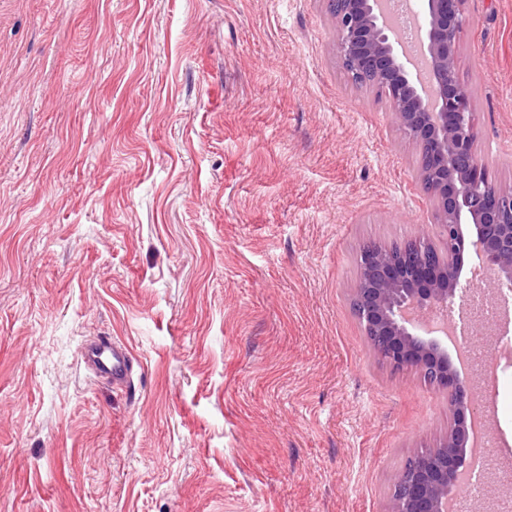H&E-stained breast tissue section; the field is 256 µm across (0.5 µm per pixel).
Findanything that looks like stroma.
Here are the masks:
<instances>
[{"instance_id": "obj_1", "label": "stroma", "mask_w": 512, "mask_h": 512, "mask_svg": "<svg viewBox=\"0 0 512 512\" xmlns=\"http://www.w3.org/2000/svg\"><path fill=\"white\" fill-rule=\"evenodd\" d=\"M463 8L512 190V0ZM417 168L325 0H0V512H389L453 422L350 307L364 244L438 237ZM105 335L131 389L80 358Z\"/></svg>"}]
</instances>
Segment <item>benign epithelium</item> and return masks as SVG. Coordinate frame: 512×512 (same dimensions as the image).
Returning <instances> with one entry per match:
<instances>
[{"label": "benign epithelium", "mask_w": 512, "mask_h": 512, "mask_svg": "<svg viewBox=\"0 0 512 512\" xmlns=\"http://www.w3.org/2000/svg\"><path fill=\"white\" fill-rule=\"evenodd\" d=\"M464 0H427L420 28L421 52L432 66L424 78L396 37L383 0H327L336 22V51L354 71L369 75L385 94L398 126L427 147L418 180L440 217L441 247L434 256L388 261L360 252L356 289L362 319L376 336L387 363L425 373L444 389L454 424L439 459L425 458L404 486L407 512H445L442 504L460 492L475 463L467 455V416L476 411L475 387L455 376L435 340L415 333L420 317L448 306L457 295L461 250L512 284V191L490 183L476 150L471 92L457 73V42L466 23Z\"/></svg>", "instance_id": "obj_1"}]
</instances>
